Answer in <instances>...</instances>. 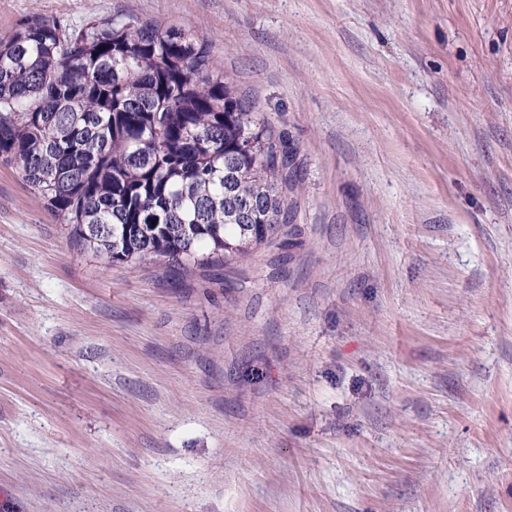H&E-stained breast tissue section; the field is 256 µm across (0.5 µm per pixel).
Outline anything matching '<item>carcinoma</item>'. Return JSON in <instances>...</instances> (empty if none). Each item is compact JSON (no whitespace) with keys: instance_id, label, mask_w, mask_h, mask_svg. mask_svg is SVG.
<instances>
[{"instance_id":"1","label":"carcinoma","mask_w":512,"mask_h":512,"mask_svg":"<svg viewBox=\"0 0 512 512\" xmlns=\"http://www.w3.org/2000/svg\"><path fill=\"white\" fill-rule=\"evenodd\" d=\"M282 152L189 27L33 16L0 38V159L111 266L204 269L288 234Z\"/></svg>"}]
</instances>
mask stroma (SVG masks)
Returning a JSON list of instances; mask_svg holds the SVG:
<instances>
[{"mask_svg":"<svg viewBox=\"0 0 512 512\" xmlns=\"http://www.w3.org/2000/svg\"><path fill=\"white\" fill-rule=\"evenodd\" d=\"M189 26L296 237L107 265L0 160V512H512V0H0Z\"/></svg>","mask_w":512,"mask_h":512,"instance_id":"35a3bbf8","label":"stroma"}]
</instances>
